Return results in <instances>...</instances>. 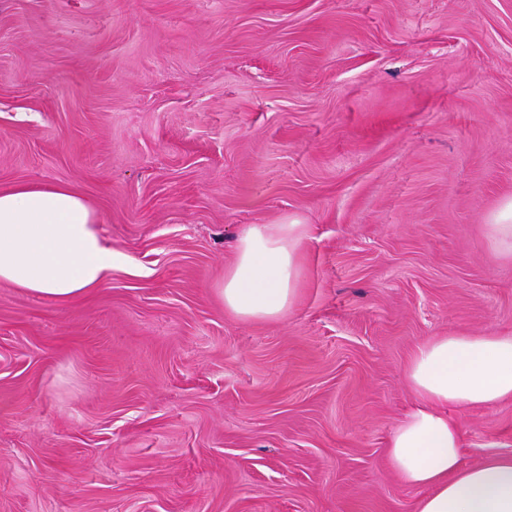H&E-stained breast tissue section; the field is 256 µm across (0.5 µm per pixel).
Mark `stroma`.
Masks as SVG:
<instances>
[{"instance_id": "1", "label": "stroma", "mask_w": 512, "mask_h": 512, "mask_svg": "<svg viewBox=\"0 0 512 512\" xmlns=\"http://www.w3.org/2000/svg\"><path fill=\"white\" fill-rule=\"evenodd\" d=\"M92 198L128 266L0 284V512H416L406 364L512 334V0H0V187ZM310 227L276 322L215 289L245 225ZM473 465L512 400L456 414ZM484 225L490 247L500 255L512 257V197L504 199Z\"/></svg>"}]
</instances>
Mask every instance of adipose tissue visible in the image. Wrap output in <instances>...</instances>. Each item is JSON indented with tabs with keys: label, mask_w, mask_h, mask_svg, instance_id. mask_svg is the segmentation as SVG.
<instances>
[{
	"label": "adipose tissue",
	"mask_w": 512,
	"mask_h": 512,
	"mask_svg": "<svg viewBox=\"0 0 512 512\" xmlns=\"http://www.w3.org/2000/svg\"><path fill=\"white\" fill-rule=\"evenodd\" d=\"M310 228L295 218L252 224L216 289L227 314L281 320L294 305ZM123 254L104 241L95 203L71 186L0 188V283L66 305L100 288ZM416 405L392 431L388 455L406 484L427 488L417 512H512V455L461 462L464 436L452 408L512 399V335L447 334L421 343L406 366Z\"/></svg>",
	"instance_id": "1"
}]
</instances>
